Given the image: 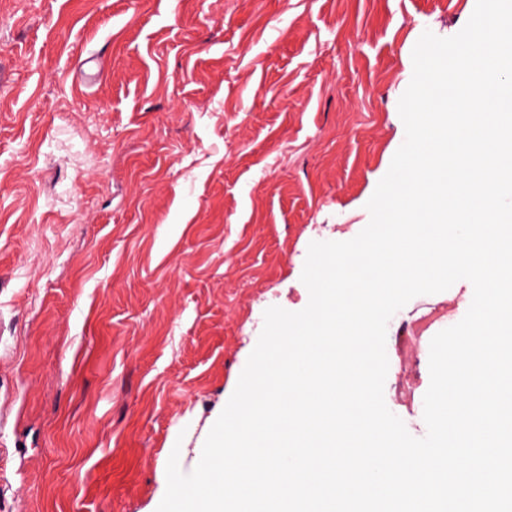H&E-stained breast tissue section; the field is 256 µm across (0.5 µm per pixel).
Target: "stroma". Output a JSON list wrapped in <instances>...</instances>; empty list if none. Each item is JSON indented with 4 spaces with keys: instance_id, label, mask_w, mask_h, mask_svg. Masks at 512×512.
<instances>
[{
    "instance_id": "obj_1",
    "label": "stroma",
    "mask_w": 512,
    "mask_h": 512,
    "mask_svg": "<svg viewBox=\"0 0 512 512\" xmlns=\"http://www.w3.org/2000/svg\"><path fill=\"white\" fill-rule=\"evenodd\" d=\"M476 0H0V512H156Z\"/></svg>"
}]
</instances>
